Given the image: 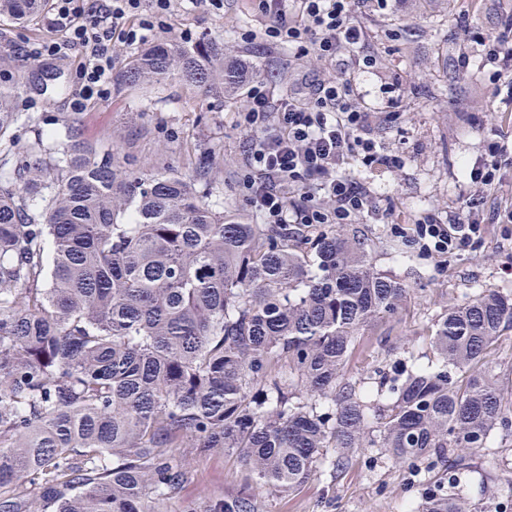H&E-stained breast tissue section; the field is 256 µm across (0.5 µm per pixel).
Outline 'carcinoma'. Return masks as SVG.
Listing matches in <instances>:
<instances>
[{
    "label": "carcinoma",
    "mask_w": 512,
    "mask_h": 512,
    "mask_svg": "<svg viewBox=\"0 0 512 512\" xmlns=\"http://www.w3.org/2000/svg\"><path fill=\"white\" fill-rule=\"evenodd\" d=\"M39 0H0L24 21ZM176 76L221 97L245 66L224 44H154L126 85ZM15 86L0 82V512H162L187 458L238 455L280 492L377 448L407 468L417 512H474L468 454L512 438L491 356L512 296L482 289L430 327L435 362L373 387L345 378L360 331L408 293L342 228L288 231L203 201L166 165L137 174L68 128L14 158ZM206 512H259L243 492Z\"/></svg>",
    "instance_id": "cac0c4a2"
}]
</instances>
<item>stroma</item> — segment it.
<instances>
[{
	"label": "stroma",
	"instance_id": "35a3bbf8",
	"mask_svg": "<svg viewBox=\"0 0 512 512\" xmlns=\"http://www.w3.org/2000/svg\"><path fill=\"white\" fill-rule=\"evenodd\" d=\"M257 5V0H224L220 13L176 9L153 40L177 42L185 31L223 39L225 55L246 63L250 76L287 85L292 54L265 36ZM467 10L478 14L491 33L512 30V11L500 0H456L452 8L445 0H388L385 9L361 16L368 32L361 51L377 56L381 68L376 75L359 74L357 88L364 104L378 111L375 137L382 152L399 156L402 164L391 170L352 166V175L370 186L389 221L367 218L348 230L364 242L375 269L403 279L410 292L395 314L364 328L346 367L347 377L360 383L377 364L392 376L406 358L423 364L433 359L429 329L465 293L512 290V275L501 269L500 225H490L477 252L445 263L419 256L388 227L392 221L413 223L428 212L444 217L462 207L476 191L463 178V168L483 156L487 139L512 135V111L492 98L478 59L465 69L457 63L455 20ZM41 26L38 20L0 21V56L20 62L25 75L15 92V108L34 119L19 129V144L34 139L40 120H48L61 136L72 123L81 139L114 153L128 169L148 173L165 163L175 172L198 175L209 199L249 212L241 166L250 137L236 123L244 97L215 98L176 78L150 87L116 80L107 100L73 113L69 63H31L18 50ZM470 463L460 490L476 512H495L512 500V447L501 448L496 463L479 452ZM190 470L189 481L167 501L165 512H204L209 502L250 489L260 512H409L418 499L407 469L373 458L367 448L342 472L321 475L292 493L253 488L250 471L230 454L192 456Z\"/></svg>",
	"mask_w": 512,
	"mask_h": 512
}]
</instances>
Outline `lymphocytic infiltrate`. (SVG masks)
Here are the masks:
<instances>
[{
    "instance_id": "obj_1",
    "label": "lymphocytic infiltrate",
    "mask_w": 512,
    "mask_h": 512,
    "mask_svg": "<svg viewBox=\"0 0 512 512\" xmlns=\"http://www.w3.org/2000/svg\"><path fill=\"white\" fill-rule=\"evenodd\" d=\"M386 0H258L266 36L288 44L295 59L315 55L339 74H300L288 90L261 80L245 89L247 108L240 123L251 135L244 159L243 187L251 207L266 224H354L375 213L370 188L347 170L351 162L368 167L398 165L380 153L376 117L361 105L355 72H378L376 56L360 45L366 31L358 22L362 7L380 8ZM176 0H48L45 26L20 48L26 59L73 64L71 105L82 111L90 101L111 94L114 52L146 43L171 18ZM459 67L471 58L492 86L493 96L512 103V40L483 30L476 17L456 20ZM508 225L512 206L496 209L491 219L474 211L449 212L447 219L426 214L391 232L409 239L426 257L452 258L476 249L489 224Z\"/></svg>"
}]
</instances>
